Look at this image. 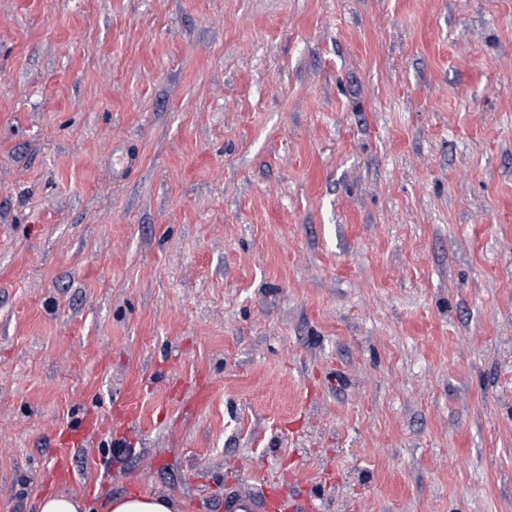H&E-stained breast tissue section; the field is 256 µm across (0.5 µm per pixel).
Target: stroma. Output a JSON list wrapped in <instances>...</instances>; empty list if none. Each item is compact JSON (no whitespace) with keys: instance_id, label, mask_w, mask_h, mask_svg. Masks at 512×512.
I'll return each instance as SVG.
<instances>
[{"instance_id":"1","label":"stroma","mask_w":512,"mask_h":512,"mask_svg":"<svg viewBox=\"0 0 512 512\" xmlns=\"http://www.w3.org/2000/svg\"><path fill=\"white\" fill-rule=\"evenodd\" d=\"M267 485L512 512V0H0V512ZM82 500L63 493H49L42 496L38 512H91Z\"/></svg>"}]
</instances>
